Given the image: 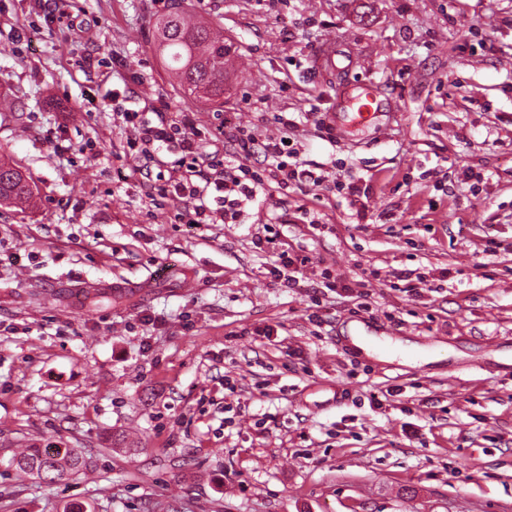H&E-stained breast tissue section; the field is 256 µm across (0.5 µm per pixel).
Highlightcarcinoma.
<instances>
[{
  "instance_id": "carcinoma-1",
  "label": "carcinoma",
  "mask_w": 512,
  "mask_h": 512,
  "mask_svg": "<svg viewBox=\"0 0 512 512\" xmlns=\"http://www.w3.org/2000/svg\"><path fill=\"white\" fill-rule=\"evenodd\" d=\"M155 34L160 54L180 85L214 111H224V58L229 53L224 32L194 21L178 8L156 21ZM34 199L27 176L0 159V204L22 207ZM11 466L20 475L56 483L87 469L90 461L77 448H24Z\"/></svg>"
}]
</instances>
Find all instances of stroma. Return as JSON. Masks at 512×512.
<instances>
[{
    "label": "stroma",
    "mask_w": 512,
    "mask_h": 512,
    "mask_svg": "<svg viewBox=\"0 0 512 512\" xmlns=\"http://www.w3.org/2000/svg\"><path fill=\"white\" fill-rule=\"evenodd\" d=\"M171 7L0 0V157L36 195L0 206V512H512V0H185L232 45L220 112L159 54ZM127 112L205 147L233 113L322 181L196 229L180 151L143 154ZM268 223L309 259L296 287ZM410 271L428 286L393 289ZM20 448L92 465L23 482ZM277 236H267L265 242L267 243L269 248H272L273 253L276 255V262L278 263V276L279 279L282 280L283 284L287 288H292L296 283L297 275L301 274V267L306 266V263L309 262L308 257L299 256L292 257L288 250H280L277 245Z\"/></svg>",
    "instance_id": "stroma-1"
}]
</instances>
